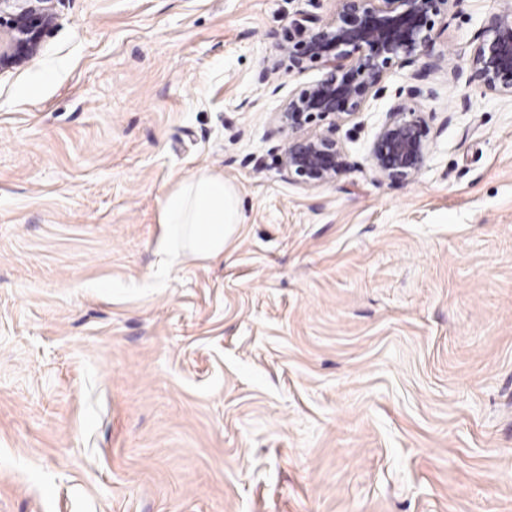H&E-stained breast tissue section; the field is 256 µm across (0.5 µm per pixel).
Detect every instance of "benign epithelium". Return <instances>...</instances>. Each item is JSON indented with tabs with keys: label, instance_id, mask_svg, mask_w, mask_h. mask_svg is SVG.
Returning <instances> with one entry per match:
<instances>
[{
	"label": "benign epithelium",
	"instance_id": "obj_1",
	"mask_svg": "<svg viewBox=\"0 0 512 512\" xmlns=\"http://www.w3.org/2000/svg\"><path fill=\"white\" fill-rule=\"evenodd\" d=\"M462 0H336L333 16L323 21L302 16L278 44L288 71L318 63L322 77L293 91L275 120L287 134L279 157L288 179L309 187L333 181L348 166L336 130L360 114L385 90L388 72L409 67L414 81L398 92L369 147L374 174L395 183L411 182L431 149L429 126L417 112L424 81L441 68L422 60ZM55 19L54 0H0V75L32 60ZM469 82L487 92L512 97V9L490 15L468 58ZM327 124L308 134L314 121Z\"/></svg>",
	"mask_w": 512,
	"mask_h": 512
}]
</instances>
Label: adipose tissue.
I'll list each match as a JSON object with an SVG mask.
<instances>
[{
  "label": "adipose tissue",
  "instance_id": "ef3b65f1",
  "mask_svg": "<svg viewBox=\"0 0 512 512\" xmlns=\"http://www.w3.org/2000/svg\"><path fill=\"white\" fill-rule=\"evenodd\" d=\"M243 222L238 188L223 174L205 169L182 179L164 197L158 249L169 267L188 257L215 259Z\"/></svg>",
  "mask_w": 512,
  "mask_h": 512
}]
</instances>
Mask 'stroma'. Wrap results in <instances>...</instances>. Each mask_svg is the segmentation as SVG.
Wrapping results in <instances>:
<instances>
[{"label":"stroma","instance_id":"35a3bbf8","mask_svg":"<svg viewBox=\"0 0 512 512\" xmlns=\"http://www.w3.org/2000/svg\"><path fill=\"white\" fill-rule=\"evenodd\" d=\"M463 0L427 47L466 68ZM336 0H56L0 76V512H512V98L431 74L408 183L368 146L308 188L278 40ZM270 70L268 82L258 75ZM242 195L223 257L160 261L165 195Z\"/></svg>","mask_w":512,"mask_h":512}]
</instances>
